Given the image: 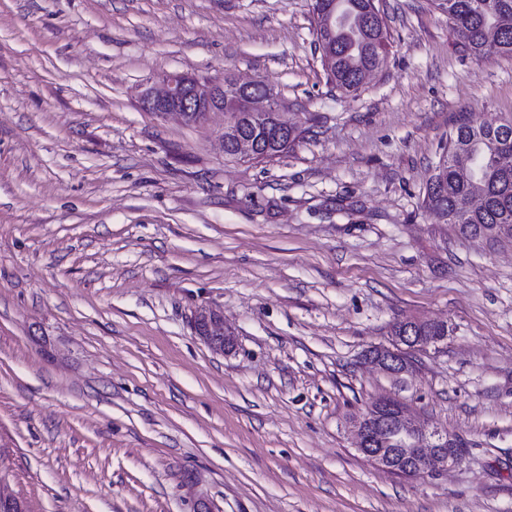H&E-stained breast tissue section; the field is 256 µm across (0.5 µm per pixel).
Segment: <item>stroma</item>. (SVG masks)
<instances>
[{"label":"stroma","instance_id":"obj_1","mask_svg":"<svg viewBox=\"0 0 512 512\" xmlns=\"http://www.w3.org/2000/svg\"><path fill=\"white\" fill-rule=\"evenodd\" d=\"M378 6L388 62L346 97L308 0H0V483L30 512H512V240L421 206L450 132L512 118V58ZM164 71L263 81L302 137L225 158L223 113L142 110ZM404 320L448 335L364 364ZM383 397L465 459L371 465ZM203 324H206L205 327ZM194 328L200 332L201 337L216 351L224 352L233 346L234 336L224 329L221 316L214 310L200 307L194 315ZM365 360L391 374L405 372L411 365L410 360L406 357L405 353L402 352L401 348H395V350L389 348H375L367 351Z\"/></svg>","mask_w":512,"mask_h":512}]
</instances>
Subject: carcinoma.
I'll return each mask as SVG.
<instances>
[{
  "label": "carcinoma",
  "mask_w": 512,
  "mask_h": 512,
  "mask_svg": "<svg viewBox=\"0 0 512 512\" xmlns=\"http://www.w3.org/2000/svg\"><path fill=\"white\" fill-rule=\"evenodd\" d=\"M466 51L477 60L512 57V0H437ZM315 44L331 49L333 62L324 65L328 80L345 95L355 96L360 78L387 63L391 35L375 0H310ZM224 155L240 157V143L253 141L266 159L292 148L300 133L283 134L269 122L257 125L243 110L224 113ZM512 119L464 123L448 141L426 183L423 206L434 224H479L492 229L512 225ZM482 185L483 201L470 205L473 180Z\"/></svg>",
  "instance_id": "carcinoma-1"
}]
</instances>
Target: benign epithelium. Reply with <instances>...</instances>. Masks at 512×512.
<instances>
[{"instance_id":"7a95c632","label":"benign epithelium","mask_w":512,"mask_h":512,"mask_svg":"<svg viewBox=\"0 0 512 512\" xmlns=\"http://www.w3.org/2000/svg\"><path fill=\"white\" fill-rule=\"evenodd\" d=\"M139 102L146 112L174 113L194 122L209 112L224 111V82L200 79L188 73L164 72L150 81L141 92ZM238 107L255 114L274 112L279 127L291 128L281 112L280 96L273 90L243 98ZM419 326L418 321L403 322L401 335L394 337L397 349L369 350L365 360L391 374L407 371L410 360L398 346L428 347L440 342L437 336L426 339L416 335ZM194 328L219 352L233 346L234 336L224 329L221 316L212 309L202 306L196 310ZM353 427L357 451L371 464L393 474L415 476L446 472L461 463L465 456L459 437L416 422L391 399L371 403L354 421ZM0 512H28V509L20 498L0 489Z\"/></svg>"}]
</instances>
